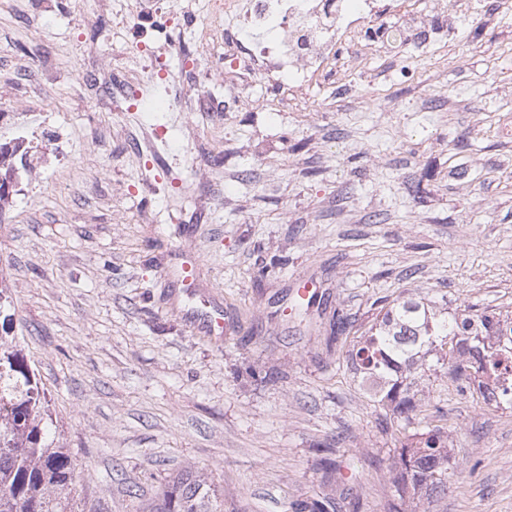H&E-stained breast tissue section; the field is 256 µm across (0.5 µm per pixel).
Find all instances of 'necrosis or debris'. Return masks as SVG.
Instances as JSON below:
<instances>
[{"instance_id": "obj_1", "label": "necrosis or debris", "mask_w": 512, "mask_h": 512, "mask_svg": "<svg viewBox=\"0 0 512 512\" xmlns=\"http://www.w3.org/2000/svg\"><path fill=\"white\" fill-rule=\"evenodd\" d=\"M208 23L196 34L204 54L225 51L231 68L248 82L285 75L287 94L317 84L341 59L365 65L380 41L375 29H389L393 0H208ZM265 33L246 44L235 33Z\"/></svg>"}]
</instances>
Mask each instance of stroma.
<instances>
[{
    "label": "stroma",
    "mask_w": 512,
    "mask_h": 512,
    "mask_svg": "<svg viewBox=\"0 0 512 512\" xmlns=\"http://www.w3.org/2000/svg\"><path fill=\"white\" fill-rule=\"evenodd\" d=\"M125 0H0V142L30 148L0 213L13 333L77 472L78 512H147L187 469L224 512H390L401 425L346 351L382 301L512 311V14L462 16L284 102L177 111L207 68ZM150 83L114 111L111 77ZM223 339L186 316L182 251ZM316 301L298 312L294 276ZM350 325L336 335V317ZM448 434V491L421 512H512V410L438 364L419 385Z\"/></svg>",
    "instance_id": "1"
}]
</instances>
